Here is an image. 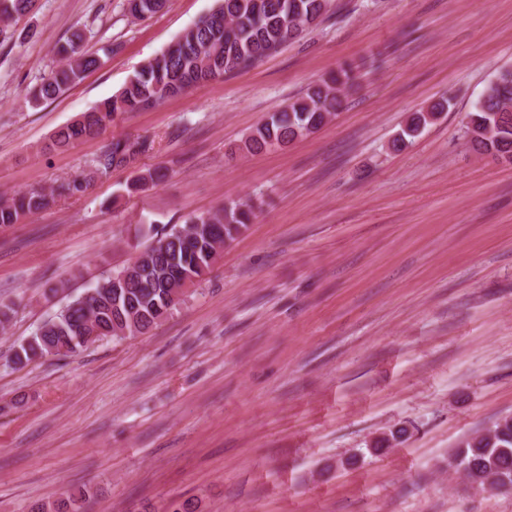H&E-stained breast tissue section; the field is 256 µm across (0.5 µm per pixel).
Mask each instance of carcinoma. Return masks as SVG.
Instances as JSON below:
<instances>
[{"label": "carcinoma", "mask_w": 512, "mask_h": 512, "mask_svg": "<svg viewBox=\"0 0 512 512\" xmlns=\"http://www.w3.org/2000/svg\"><path fill=\"white\" fill-rule=\"evenodd\" d=\"M166 0H128L136 18L157 13ZM32 0H0V19L9 21L28 13ZM329 0H219L218 7L188 28L169 47L149 59L112 98L56 130L51 147L66 149L102 133L114 116L135 112L149 104L180 96L190 89L247 67L272 50L299 37L328 12ZM84 35L72 34L58 49L63 65L42 79L33 94L38 104L63 94L98 64L82 49ZM357 81L348 65L309 88L306 96L268 116L245 138L244 149L260 153L280 148L315 133L343 107L346 91ZM442 99L410 115L397 132L392 147L403 150L448 110ZM473 150L512 161V69L500 70L490 81L473 111L466 116ZM154 149L148 137L112 140L98 159L97 168L70 179L48 192L32 188L0 200V226L16 224L27 214L46 209L61 195L88 189L97 172L134 169ZM157 170L139 171L126 183L134 192L157 184ZM263 201H232L207 213L189 217L155 233L156 240L140 252L138 261L97 280L82 294L69 298L15 349L12 361L25 365L36 359L69 356L88 345L82 337L94 335L124 339L155 328L182 300L185 282L197 283L217 263L224 246L233 242L257 218ZM473 489L512 490V417L460 441L448 462ZM77 499L69 494L31 512H77Z\"/></svg>", "instance_id": "1"}]
</instances>
